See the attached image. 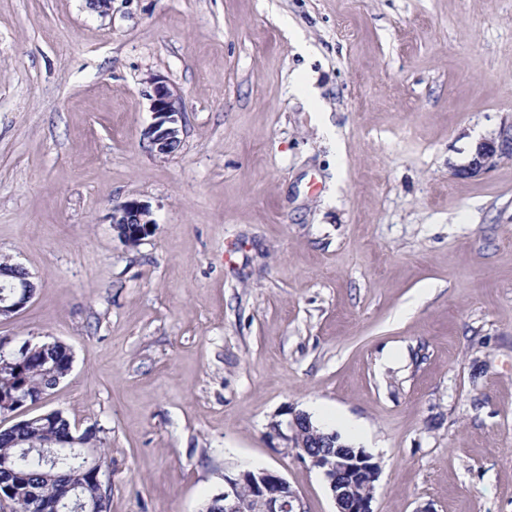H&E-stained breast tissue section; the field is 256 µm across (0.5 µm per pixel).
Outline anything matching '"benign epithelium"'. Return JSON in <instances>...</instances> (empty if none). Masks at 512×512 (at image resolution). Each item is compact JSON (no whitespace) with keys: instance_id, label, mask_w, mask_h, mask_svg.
<instances>
[{"instance_id":"obj_1","label":"benign epithelium","mask_w":512,"mask_h":512,"mask_svg":"<svg viewBox=\"0 0 512 512\" xmlns=\"http://www.w3.org/2000/svg\"><path fill=\"white\" fill-rule=\"evenodd\" d=\"M151 86L149 109L152 122L143 131L150 151L160 157L174 154L181 145L183 109L178 93L159 75L147 78ZM509 140L480 142L468 163L457 174L474 175L491 160L507 151ZM154 227L149 206L127 200L112 208V228L117 237L132 246L148 236ZM21 299L0 303V318H10L35 295L37 284L31 274L20 283ZM271 428L283 438L296 457L323 474L336 512H374L372 502L380 464L362 449L347 450L334 445L336 433H324L304 412H294L287 423L275 421ZM223 512H306L302 497L279 473L267 469L243 470L224 476V491L215 495Z\"/></svg>"}]
</instances>
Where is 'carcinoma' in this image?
<instances>
[{"label": "carcinoma", "instance_id": "1", "mask_svg": "<svg viewBox=\"0 0 512 512\" xmlns=\"http://www.w3.org/2000/svg\"><path fill=\"white\" fill-rule=\"evenodd\" d=\"M70 349L57 340L34 343L27 354L15 356L0 350V397L5 399L23 388L28 394H47L55 379L69 371ZM70 421L51 413L25 419L23 425L0 430V492L11 500L14 512H44L45 505L71 496L70 486L83 487V499L98 512H109V499L99 494L98 477L83 452L103 445L102 429L84 430L75 448L57 452L46 461L37 449L63 445L69 438Z\"/></svg>", "mask_w": 512, "mask_h": 512}]
</instances>
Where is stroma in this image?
I'll list each match as a JSON object with an SVG mask.
<instances>
[{
	"instance_id": "obj_1",
	"label": "stroma",
	"mask_w": 512,
	"mask_h": 512,
	"mask_svg": "<svg viewBox=\"0 0 512 512\" xmlns=\"http://www.w3.org/2000/svg\"><path fill=\"white\" fill-rule=\"evenodd\" d=\"M510 128L512 0H0V257L37 284L0 338L73 354L17 416L101 428L110 512L254 468L336 512L293 411L379 462L374 512H512V155L457 173ZM146 82L151 86L148 95L152 122L143 131V142L157 156L174 154L181 145L183 109L178 93L159 75H151ZM149 206L137 200H127L112 208V228L117 237L132 246L140 243L154 227Z\"/></svg>"
}]
</instances>
